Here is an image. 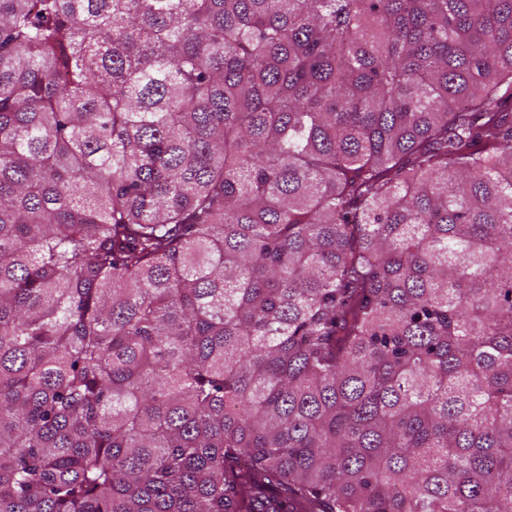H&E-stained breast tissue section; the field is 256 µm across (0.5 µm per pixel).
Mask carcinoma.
<instances>
[{"instance_id": "cac0c4a2", "label": "carcinoma", "mask_w": 512, "mask_h": 512, "mask_svg": "<svg viewBox=\"0 0 512 512\" xmlns=\"http://www.w3.org/2000/svg\"><path fill=\"white\" fill-rule=\"evenodd\" d=\"M512 0H0V512H512Z\"/></svg>"}]
</instances>
